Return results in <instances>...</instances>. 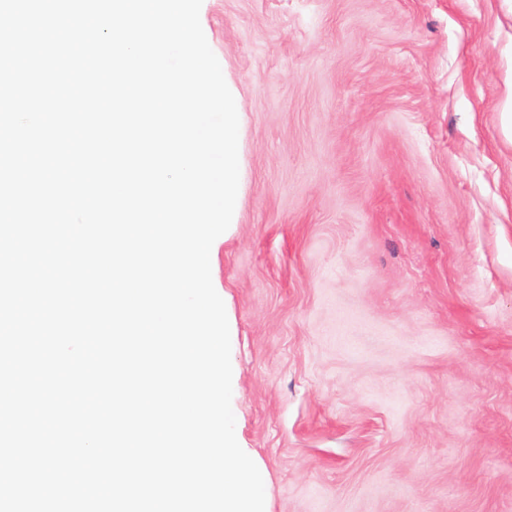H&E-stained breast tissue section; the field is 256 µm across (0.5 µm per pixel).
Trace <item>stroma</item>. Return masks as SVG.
Returning <instances> with one entry per match:
<instances>
[{"mask_svg": "<svg viewBox=\"0 0 512 512\" xmlns=\"http://www.w3.org/2000/svg\"><path fill=\"white\" fill-rule=\"evenodd\" d=\"M212 245L267 512H512V0H203Z\"/></svg>", "mask_w": 512, "mask_h": 512, "instance_id": "obj_1", "label": "stroma"}]
</instances>
